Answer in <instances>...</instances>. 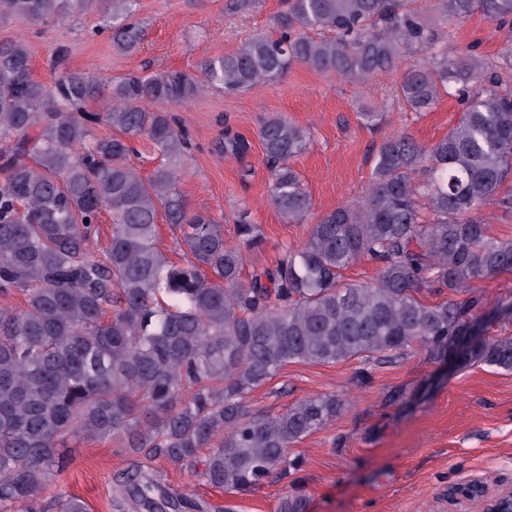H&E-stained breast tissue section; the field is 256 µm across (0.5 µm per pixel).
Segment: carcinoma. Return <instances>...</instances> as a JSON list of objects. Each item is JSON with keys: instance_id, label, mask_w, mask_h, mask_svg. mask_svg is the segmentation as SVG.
<instances>
[{"instance_id": "cac0c4a2", "label": "carcinoma", "mask_w": 512, "mask_h": 512, "mask_svg": "<svg viewBox=\"0 0 512 512\" xmlns=\"http://www.w3.org/2000/svg\"><path fill=\"white\" fill-rule=\"evenodd\" d=\"M134 2L0 0V22L98 10L112 47L130 52L142 40ZM476 10L511 19L512 0H434L433 24L410 0H285L273 31L202 61L197 75L113 82L68 69L63 52L57 77L41 82L24 43L0 44V297H23L0 306V512H40L36 495L69 465L73 437L113 439L180 467L208 448L209 486L248 491L277 472L290 490L275 512H309L293 449L334 421L344 400L323 393L268 415L248 410L247 396L292 361L385 364L417 347L441 364L448 341L475 319L474 283L512 271V239L489 236L479 215L491 203L512 211V197L500 195L512 177V92L498 90L512 77V42L495 64L448 48L450 30ZM296 63L357 82L399 71L396 93L411 111L427 112L445 94L463 109L433 146L385 136L365 195L246 275L262 231L244 212L230 243L214 217L189 207L178 177L192 140L167 106L211 86L233 94L271 84ZM143 137L163 157L146 178L132 164ZM257 137L270 201L285 221H307L313 199L291 161L311 133L275 114ZM249 148L238 136L220 146L233 156ZM105 212L111 235L96 257L90 246ZM160 214L179 230L186 263L157 247ZM364 261L379 264L373 281L344 280ZM424 291L441 301L422 300ZM463 360L512 372V336L482 341ZM115 493L144 512L198 509L141 470L116 480ZM54 506L87 512L62 493Z\"/></svg>"}]
</instances>
